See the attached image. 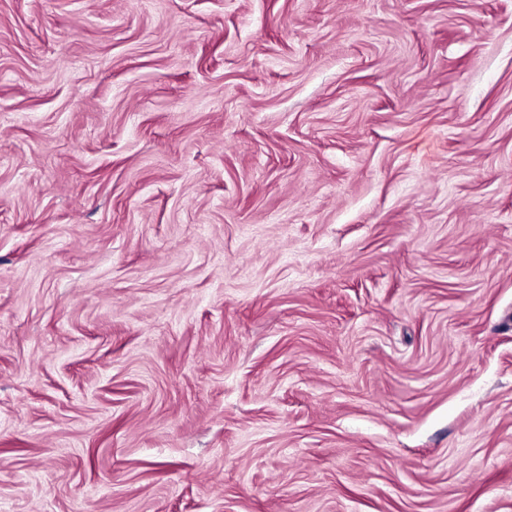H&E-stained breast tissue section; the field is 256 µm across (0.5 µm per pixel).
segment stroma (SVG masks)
<instances>
[{"label": "stroma", "instance_id": "35a3bbf8", "mask_svg": "<svg viewBox=\"0 0 512 512\" xmlns=\"http://www.w3.org/2000/svg\"><path fill=\"white\" fill-rule=\"evenodd\" d=\"M0 512H512V0H0Z\"/></svg>", "mask_w": 512, "mask_h": 512}]
</instances>
